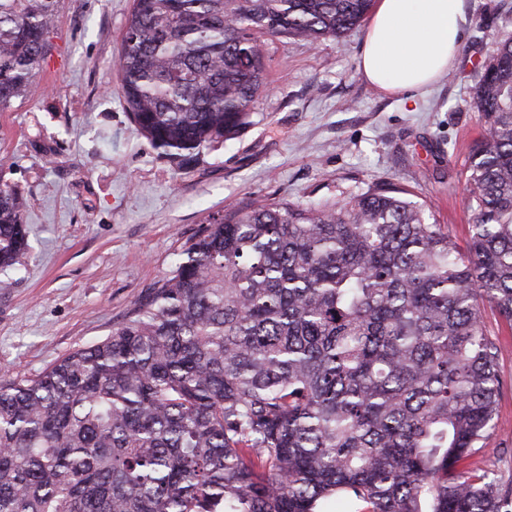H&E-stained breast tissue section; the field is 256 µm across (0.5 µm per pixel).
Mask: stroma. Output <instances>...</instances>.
Segmentation results:
<instances>
[{"instance_id":"1","label":"stroma","mask_w":512,"mask_h":512,"mask_svg":"<svg viewBox=\"0 0 512 512\" xmlns=\"http://www.w3.org/2000/svg\"><path fill=\"white\" fill-rule=\"evenodd\" d=\"M453 74L387 93L358 69L365 27L309 45H269V91L237 137L176 167L125 109L117 69L131 0H63L50 53L25 96L0 110V187L26 200L28 258L0 268V373L33 378L103 340L231 205L282 196L343 201L374 182L431 205L458 243L474 211L468 156L481 67L512 36V0H466ZM505 381L481 466L512 475V323L485 309Z\"/></svg>"}]
</instances>
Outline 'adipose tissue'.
I'll return each mask as SVG.
<instances>
[{
  "mask_svg": "<svg viewBox=\"0 0 512 512\" xmlns=\"http://www.w3.org/2000/svg\"><path fill=\"white\" fill-rule=\"evenodd\" d=\"M468 25L465 0H376L361 73L388 92L434 86L454 69Z\"/></svg>",
  "mask_w": 512,
  "mask_h": 512,
  "instance_id": "obj_1",
  "label": "adipose tissue"
}]
</instances>
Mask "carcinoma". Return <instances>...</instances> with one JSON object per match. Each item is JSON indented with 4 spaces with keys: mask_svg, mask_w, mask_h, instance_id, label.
Listing matches in <instances>:
<instances>
[{
    "mask_svg": "<svg viewBox=\"0 0 512 512\" xmlns=\"http://www.w3.org/2000/svg\"><path fill=\"white\" fill-rule=\"evenodd\" d=\"M62 0H0V109L51 50ZM373 0H132L126 109L174 162L249 124L268 38L318 42ZM485 135L466 244L390 184L231 207L103 340L0 379V512H512L465 463L497 426L512 322V37L472 97ZM0 188V268L23 262Z\"/></svg>",
    "mask_w": 512,
    "mask_h": 512,
    "instance_id": "carcinoma-1",
    "label": "carcinoma"
}]
</instances>
